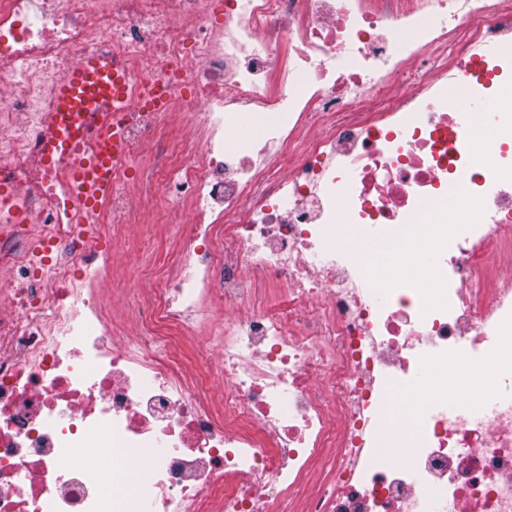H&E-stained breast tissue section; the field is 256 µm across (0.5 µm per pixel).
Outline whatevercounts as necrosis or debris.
<instances>
[{
    "instance_id": "obj_1",
    "label": "necrosis or debris",
    "mask_w": 512,
    "mask_h": 512,
    "mask_svg": "<svg viewBox=\"0 0 512 512\" xmlns=\"http://www.w3.org/2000/svg\"><path fill=\"white\" fill-rule=\"evenodd\" d=\"M212 4L0 0V177L27 221L0 209V512H512V0ZM97 56L132 93L82 227L39 144L51 80ZM166 112L184 133L159 163ZM160 195L190 231L127 336L85 269ZM340 220L402 228L427 267L365 263ZM161 327L198 335L199 369Z\"/></svg>"
}]
</instances>
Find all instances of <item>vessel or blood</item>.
I'll return each mask as SVG.
<instances>
[{
	"instance_id": "obj_1",
	"label": "vessel or blood",
	"mask_w": 512,
	"mask_h": 512,
	"mask_svg": "<svg viewBox=\"0 0 512 512\" xmlns=\"http://www.w3.org/2000/svg\"><path fill=\"white\" fill-rule=\"evenodd\" d=\"M128 93L124 71L99 57L85 59L53 88L42 161L63 163L65 181L81 201L80 223H89L112 192V168L123 153L118 113Z\"/></svg>"
}]
</instances>
